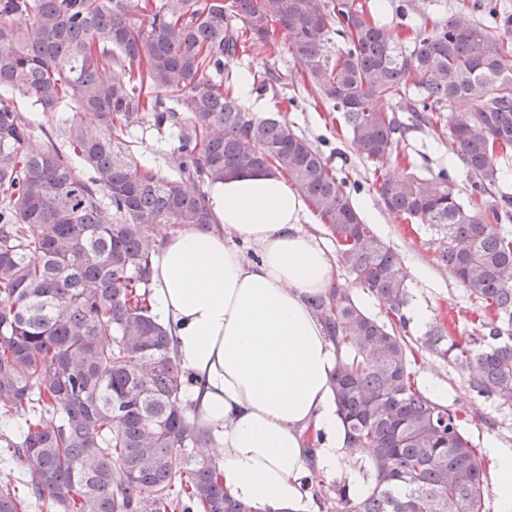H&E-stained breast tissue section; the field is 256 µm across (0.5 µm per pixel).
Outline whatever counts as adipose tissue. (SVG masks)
<instances>
[{
  "mask_svg": "<svg viewBox=\"0 0 512 512\" xmlns=\"http://www.w3.org/2000/svg\"><path fill=\"white\" fill-rule=\"evenodd\" d=\"M205 192L212 222L165 234L152 303L198 380L188 413L220 451L225 492L277 512L300 502L312 471L353 454L333 399L339 355L309 304L334 262L276 170L213 179Z\"/></svg>",
  "mask_w": 512,
  "mask_h": 512,
  "instance_id": "adipose-tissue-1",
  "label": "adipose tissue"
}]
</instances>
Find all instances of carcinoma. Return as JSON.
Listing matches in <instances>:
<instances>
[{
  "mask_svg": "<svg viewBox=\"0 0 512 512\" xmlns=\"http://www.w3.org/2000/svg\"><path fill=\"white\" fill-rule=\"evenodd\" d=\"M280 30L362 160H401L398 112L448 125L468 202L445 168L383 177L379 202L435 229L437 261L488 316L477 337L436 326L423 347L468 371L477 395L512 400V198L495 194L512 158V44L491 26L463 7L409 48L360 0H0V422L24 419L0 433V462L26 486L0 484V512H252L224 491L219 459L196 454L211 435L188 417L192 378L151 311V225L205 227L208 180L268 167L288 174L386 314L337 283L311 301L343 354L332 389L346 436L373 449L365 496L340 478L311 484V497L332 512H486L460 417L411 382L400 259L318 146L243 106L230 62L265 53ZM267 90L300 102L271 69L253 83ZM16 96L73 113L53 134L74 158L33 139ZM147 117L175 128L174 178L130 150Z\"/></svg>",
  "mask_w": 512,
  "mask_h": 512,
  "instance_id": "carcinoma-1",
  "label": "carcinoma"
}]
</instances>
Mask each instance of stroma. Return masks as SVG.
<instances>
[{
  "label": "stroma",
  "mask_w": 512,
  "mask_h": 512,
  "mask_svg": "<svg viewBox=\"0 0 512 512\" xmlns=\"http://www.w3.org/2000/svg\"><path fill=\"white\" fill-rule=\"evenodd\" d=\"M383 14L394 35L412 40L424 15L446 18L454 13L457 0H381ZM407 4L406 14H399L397 7ZM236 69L258 72L275 68L283 81L294 80L298 65L289 50L286 35H279L276 45L266 54L236 62ZM301 103L296 108H283L272 94L257 95L244 92L243 104L247 111L262 117L271 112L279 113L299 133L317 145L329 165L339 176L358 185L353 200L365 223L373 225L381 240L399 255L409 278L411 306L424 307L429 318L424 323H408L412 339H422L429 328L453 325L457 335L465 336L477 327V313L465 290L456 282L446 266L436 260L433 239L435 234L424 224H410L394 219L380 205L377 195L374 168L364 162L354 151L348 139L338 138L336 127L339 113L317 104L308 88L300 90ZM401 122L411 121L409 113H399ZM403 144L414 170L422 176L438 171L441 166L455 168L458 189H465L466 178L459 160L450 144L448 129L438 125L432 128H410ZM176 142L168 130L156 129L150 123L135 128L130 138V149L137 160L160 174H170L169 153ZM412 381L430 375L446 393L444 403L460 411L464 427L478 452L488 454L490 446L512 450V401L492 394L479 396L469 388V374L454 364L442 360L427 350H420L416 364L411 365Z\"/></svg>",
  "instance_id": "35a3bbf8"
}]
</instances>
